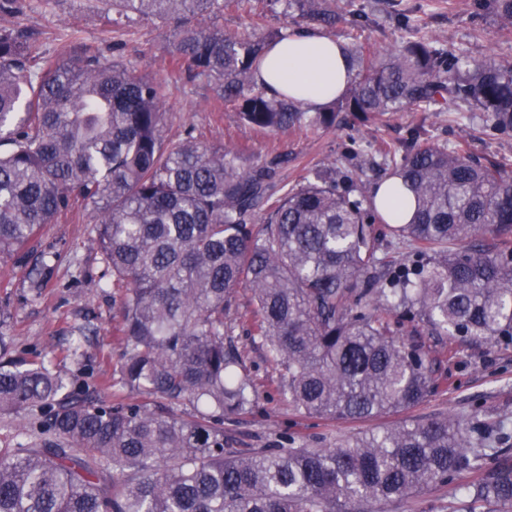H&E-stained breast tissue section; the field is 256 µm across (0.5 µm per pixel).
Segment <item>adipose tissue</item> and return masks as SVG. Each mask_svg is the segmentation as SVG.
<instances>
[{
	"label": "adipose tissue",
	"mask_w": 512,
	"mask_h": 512,
	"mask_svg": "<svg viewBox=\"0 0 512 512\" xmlns=\"http://www.w3.org/2000/svg\"><path fill=\"white\" fill-rule=\"evenodd\" d=\"M346 46L317 29L289 36L274 46L257 74L269 91L317 110L343 93L347 80Z\"/></svg>",
	"instance_id": "adipose-tissue-1"
}]
</instances>
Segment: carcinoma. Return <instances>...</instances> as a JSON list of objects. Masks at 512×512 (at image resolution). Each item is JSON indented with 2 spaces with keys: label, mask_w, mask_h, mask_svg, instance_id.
<instances>
[{
  "label": "carcinoma",
  "mask_w": 512,
  "mask_h": 512,
  "mask_svg": "<svg viewBox=\"0 0 512 512\" xmlns=\"http://www.w3.org/2000/svg\"><path fill=\"white\" fill-rule=\"evenodd\" d=\"M121 19L175 24L176 63L206 80L251 128H334L341 114L455 112L512 133V64L472 59L407 32L383 51L349 50L346 91L308 112L258 83L280 30L226 36L190 26L231 0H105ZM512 27V0H489ZM330 24L328 0H270ZM165 82L84 50L39 57L30 33L0 25V256L28 267L48 224L88 212L121 316L114 382L134 401L69 390L50 361L13 355L0 335V413L32 420L0 448V512H383L429 484H456L462 512L512 509V429L455 416L402 423L333 448L232 447L224 421L257 403L225 343L234 290L242 322L280 371L293 411L366 419L413 407L438 386L439 359L400 333L512 345V165L416 133L383 153L414 197L390 224L369 189L332 166L276 188L288 157L189 135L163 139ZM261 225L255 229V225ZM396 240L405 257L387 252Z\"/></svg>",
  "instance_id": "obj_1"
}]
</instances>
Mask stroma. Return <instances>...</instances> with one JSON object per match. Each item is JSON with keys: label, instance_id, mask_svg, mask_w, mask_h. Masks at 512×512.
<instances>
[{"label": "stroma", "instance_id": "stroma-1", "mask_svg": "<svg viewBox=\"0 0 512 512\" xmlns=\"http://www.w3.org/2000/svg\"><path fill=\"white\" fill-rule=\"evenodd\" d=\"M346 20L330 34L347 44L363 42L376 50L393 46L402 34L396 14L439 46L456 48L473 58L492 57L512 62V28L494 24L481 0H333ZM265 0H239L236 7L193 20L196 29H219L236 36L250 32L255 18L269 29L286 21L280 11H269ZM367 15V22L351 26L350 18ZM16 21L34 34L36 51L48 57L72 36L82 47L104 58L121 60L137 74L164 80L170 90L169 116L163 136L178 144L193 131L208 146H238L244 158L258 155L287 156L281 169L283 183L294 182L303 170L315 166L353 169L363 160V181L375 183L383 176L378 165L384 144H402L414 128H424L441 143L463 145L480 157L512 164V137L483 133L469 112H415L405 110L379 121L348 118L334 129H308L286 133H260L242 125L236 113L219 107L212 85L192 77L171 59V26L159 20L140 19L127 32L112 31V8L106 0H0V24ZM35 255L51 256L44 288L33 292L29 279L12 258L0 256V333L13 337L18 348L51 358L57 370L74 373L82 386L94 388L117 368L124 345L117 334L119 319L112 296L98 288L104 270L92 225L81 211L46 225L34 242ZM250 291L236 289L224 314L235 346L243 356L242 369L256 382L259 399L250 413L225 422L240 448H274L281 433L294 434L300 445L321 448L341 440L406 420L453 415L465 420L512 422V347L492 343L463 345L452 360L443 361L447 384L432 390L410 409L369 419L311 418L292 411L279 399L275 387L279 369L264 348L247 336L241 321L250 310ZM92 323L96 334L86 346L82 361L67 354L69 341L82 324Z\"/></svg>", "mask_w": 512, "mask_h": 512}]
</instances>
